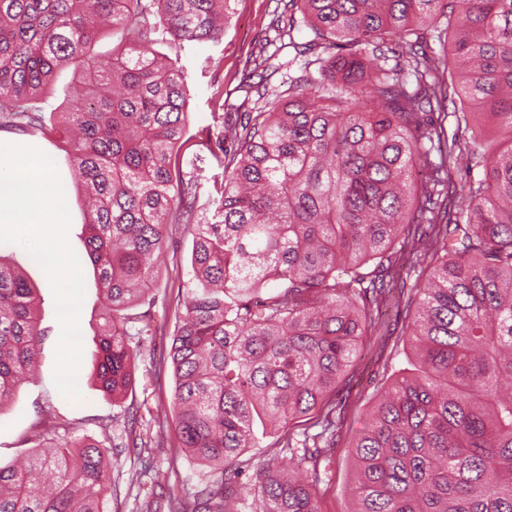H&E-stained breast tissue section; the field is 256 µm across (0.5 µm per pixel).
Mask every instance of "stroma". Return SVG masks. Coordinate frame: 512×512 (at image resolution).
I'll list each match as a JSON object with an SVG mask.
<instances>
[{
	"label": "stroma",
	"instance_id": "obj_1",
	"mask_svg": "<svg viewBox=\"0 0 512 512\" xmlns=\"http://www.w3.org/2000/svg\"><path fill=\"white\" fill-rule=\"evenodd\" d=\"M233 8V17L221 43L205 46L188 44L178 56L191 94V151L201 158L197 170L200 189L196 213L206 217L212 216L216 209L214 183L221 180L223 174L222 167L208 150L209 136L215 131L214 112L225 105L239 113L256 111L262 105L258 89L270 93L284 91L289 77L301 74L296 66L273 73L260 70L252 78L256 92L239 91L238 85L252 51L265 39L274 38L270 22L275 14L282 12L283 6L279 0H235ZM0 143L32 147L54 161L71 215L67 241L80 261L85 283V296L78 318L82 339V359L77 372L80 396L68 399L54 385L55 351L61 325L48 278L40 266L29 259L24 249L15 244L10 247L38 287L41 325L47 334L39 347L34 377L22 385L7 407L0 410V465H10L32 455L35 450L57 445L59 438L44 433L46 422L54 419L64 424L65 438L87 436L102 446L111 447L110 512H142L149 497L132 478L133 473L140 469L139 451L132 448V438L124 423L134 413L143 418L151 408L171 409L174 378L170 366L160 362L170 339L160 336L155 343L142 346L135 360V383L124 399L112 401L93 386L89 379L95 353L93 335L104 297L97 288L93 268L80 239L83 222L80 191L67 154L59 137L51 133L2 130ZM191 249L192 237L183 225H168L164 254L149 294L156 302V316L166 319L171 325L175 324L182 310ZM407 340L406 322H387L380 331L366 337L353 360L336 455L321 486L325 512H349L353 498L350 446L362 429L366 412L377 393L390 382L394 371L405 367ZM107 418L112 421L108 429L101 425ZM149 437L158 444L153 451L154 468L165 475L150 497L155 504H165L169 492L192 491L205 480L206 468L181 452L173 421H166L164 428H152Z\"/></svg>",
	"mask_w": 512,
	"mask_h": 512
}]
</instances>
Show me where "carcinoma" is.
Returning a JSON list of instances; mask_svg holds the SVG:
<instances>
[{
  "label": "carcinoma",
  "instance_id": "obj_1",
  "mask_svg": "<svg viewBox=\"0 0 512 512\" xmlns=\"http://www.w3.org/2000/svg\"><path fill=\"white\" fill-rule=\"evenodd\" d=\"M232 2L0 0V130L59 135L87 195L84 245L107 300L95 386L122 398L143 343L167 335L140 307L167 224L185 225L191 271L166 359L180 447L209 476L167 512H321L336 395L401 253L415 275L402 308L413 370L381 391L351 448L354 512H512V0H288L277 50L344 52L247 121L218 115L209 152L224 181L215 221L199 224V184L182 170L189 90L152 35L177 51L217 44ZM441 24L446 65L416 49ZM105 27L127 47L101 66ZM390 34L408 51L387 69ZM68 67L81 88L55 106ZM454 95L463 142L420 120ZM43 335L37 288L0 252V411L34 375ZM260 436L269 452L248 475L240 457ZM109 467L89 439L0 466V512H109Z\"/></svg>",
  "mask_w": 512,
  "mask_h": 512
}]
</instances>
